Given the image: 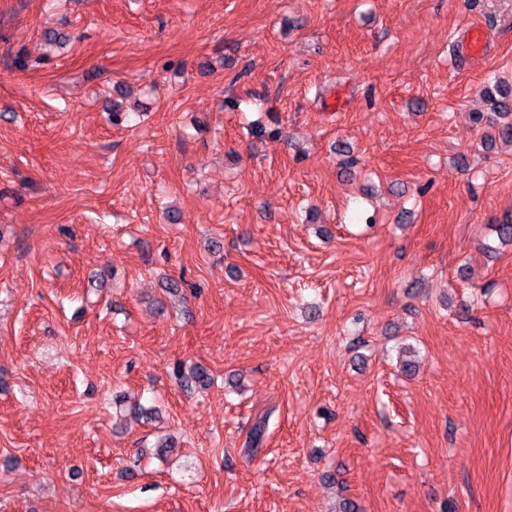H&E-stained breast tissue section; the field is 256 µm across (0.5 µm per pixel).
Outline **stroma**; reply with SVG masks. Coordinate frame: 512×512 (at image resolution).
<instances>
[{"instance_id":"1","label":"stroma","mask_w":512,"mask_h":512,"mask_svg":"<svg viewBox=\"0 0 512 512\" xmlns=\"http://www.w3.org/2000/svg\"><path fill=\"white\" fill-rule=\"evenodd\" d=\"M498 80L512 0H0V512H512ZM486 46V33L479 25H472L460 41L461 53L472 58L481 56L485 52Z\"/></svg>"}]
</instances>
